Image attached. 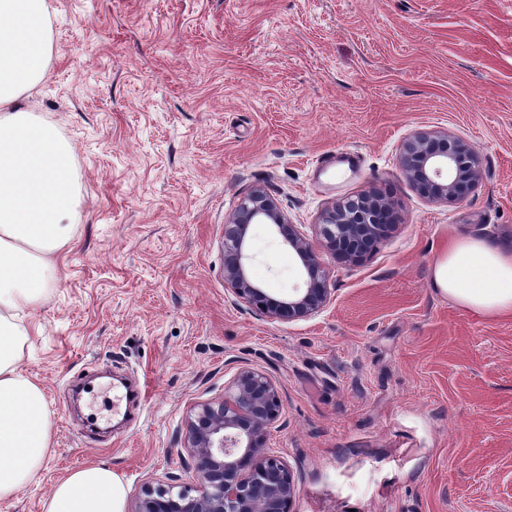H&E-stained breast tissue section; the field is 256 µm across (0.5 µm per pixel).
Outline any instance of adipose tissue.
Segmentation results:
<instances>
[{
    "mask_svg": "<svg viewBox=\"0 0 512 512\" xmlns=\"http://www.w3.org/2000/svg\"><path fill=\"white\" fill-rule=\"evenodd\" d=\"M51 50L46 0H0V499L34 482L51 448L41 387L20 370L27 317L58 279L56 255L76 230L71 148L19 100L39 84ZM432 285L476 313L512 316V250L474 236L451 240ZM112 469L78 468L58 481L44 512H123Z\"/></svg>",
    "mask_w": 512,
    "mask_h": 512,
    "instance_id": "adipose-tissue-1",
    "label": "adipose tissue"
}]
</instances>
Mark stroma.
I'll use <instances>...</instances> for the list:
<instances>
[{
    "label": "stroma",
    "instance_id": "1",
    "mask_svg": "<svg viewBox=\"0 0 512 512\" xmlns=\"http://www.w3.org/2000/svg\"><path fill=\"white\" fill-rule=\"evenodd\" d=\"M52 55L20 101L72 149L79 201L59 280L32 311L21 370L46 395L51 450L0 512H43L87 464L134 512L145 483H196L190 409L241 369L281 400L266 448L291 512H512V317L432 286L449 240L512 247V0H48ZM479 157L461 200L422 197L400 163L416 131ZM310 241L328 205L375 190L395 224L356 261L324 250L329 305L280 322L224 286V224L255 186ZM248 273L284 298L297 254L265 224ZM112 372L141 381L114 420Z\"/></svg>",
    "mask_w": 512,
    "mask_h": 512
}]
</instances>
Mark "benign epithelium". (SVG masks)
<instances>
[{"mask_svg": "<svg viewBox=\"0 0 512 512\" xmlns=\"http://www.w3.org/2000/svg\"><path fill=\"white\" fill-rule=\"evenodd\" d=\"M400 162L410 182L429 200L461 198L478 177L473 148L446 132H414L402 144ZM391 206L375 194L335 203L321 215L322 240L314 245L290 222L278 202L256 188L224 225V286L259 314L280 321L309 318L331 300L318 248L358 258L386 234L381 223ZM252 224L271 226L301 259L304 287L286 299L253 283L247 272V237ZM281 414L280 394L263 372L243 369L224 394L190 409L183 443L193 461L194 486L146 485L136 512H289L295 495L287 464L266 451L267 435Z\"/></svg>", "mask_w": 512, "mask_h": 512, "instance_id": "benign-epithelium-1", "label": "benign epithelium"}]
</instances>
